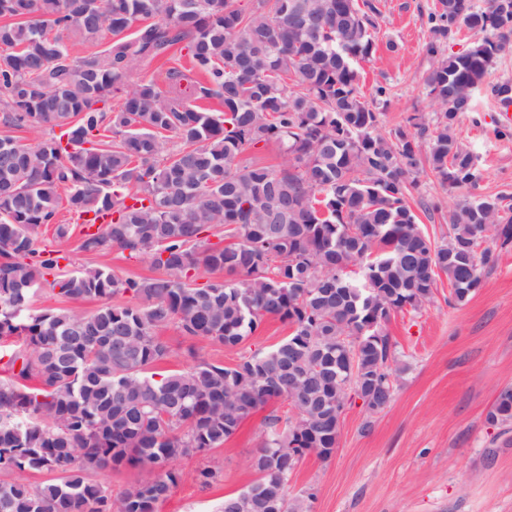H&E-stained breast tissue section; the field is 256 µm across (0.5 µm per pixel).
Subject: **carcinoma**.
Wrapping results in <instances>:
<instances>
[{
  "label": "carcinoma",
  "instance_id": "obj_1",
  "mask_svg": "<svg viewBox=\"0 0 512 512\" xmlns=\"http://www.w3.org/2000/svg\"><path fill=\"white\" fill-rule=\"evenodd\" d=\"M379 14L375 0H253L247 11L233 0H0V341L20 340L0 364V473L18 475L0 481V512H156L181 479L174 460L221 448L269 402L304 395L311 418L266 417L258 477L220 512H308L313 494L288 496V442L328 455L351 395L388 407L387 326L404 296L432 302L442 273L450 305L480 287L499 258L486 240L512 244V205L478 193L482 170L455 127L512 45V0H438L428 53L462 30L473 41L425 77L441 119L413 115L414 131L389 137L376 108L387 88L365 96L357 68ZM71 41L103 48L73 56ZM173 50L189 66L169 67L165 86L139 77ZM19 129L44 136L29 143ZM269 142L279 165L243 161ZM422 142L432 172L464 192L440 244L409 204ZM62 205L77 224L102 220L83 231L82 251L126 252L163 277L61 271L59 251L36 244L51 224L69 235ZM343 263L360 272L338 284ZM202 270L224 279L196 287ZM47 275L57 295L101 305L34 309ZM267 317L290 330L268 351L156 371L170 354L157 330L171 322L235 348ZM364 318L380 337H353ZM488 420L512 424L511 388ZM126 464L144 476L117 499L88 478ZM32 470L56 479L31 488L19 475Z\"/></svg>",
  "mask_w": 512,
  "mask_h": 512
}]
</instances>
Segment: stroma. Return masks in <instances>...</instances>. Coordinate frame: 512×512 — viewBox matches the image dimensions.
<instances>
[{
	"label": "stroma",
	"instance_id": "35a3bbf8",
	"mask_svg": "<svg viewBox=\"0 0 512 512\" xmlns=\"http://www.w3.org/2000/svg\"><path fill=\"white\" fill-rule=\"evenodd\" d=\"M437 0H379L381 14L376 52L361 66V87L389 89L380 129L405 126L419 114L434 119L439 109L424 84L433 59L428 14ZM512 82V51L490 69L486 85L474 94L473 111L456 124L461 146L484 172L481 193L512 197V118L502 112L490 87ZM415 213L434 240L448 235V213L458 200L430 170L421 171L412 193ZM39 246L60 250L61 266L71 272L106 264L120 278L157 277L150 261L131 259L119 250L105 257L80 249V233L55 238L45 231ZM447 277L437 282L432 304L395 316L387 330L395 357L407 369L400 374L393 399L382 412L369 414L353 401L342 419L331 457L306 455L291 477L289 495L314 491L311 512H512V425H491L487 414L499 392L512 388V247L502 249L497 265L482 276L480 288L463 305L448 306ZM288 328L269 318L234 349L185 336L176 324L159 331L170 347L164 367L186 370L207 361L233 365L241 354L279 344ZM285 416L286 401L249 417L223 447L174 461L181 474L157 512H218L226 495L251 484V459L264 437L267 411ZM217 473L208 485L199 470Z\"/></svg>",
	"mask_w": 512,
	"mask_h": 512
}]
</instances>
